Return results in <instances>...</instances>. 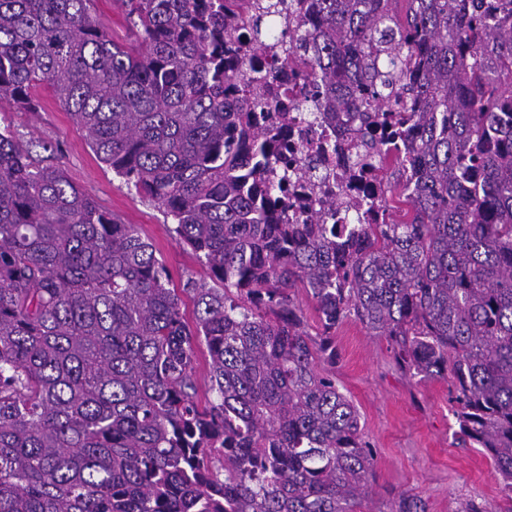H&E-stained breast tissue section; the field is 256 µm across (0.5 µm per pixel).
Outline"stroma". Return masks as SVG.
Instances as JSON below:
<instances>
[{
  "instance_id": "35a3bbf8",
  "label": "stroma",
  "mask_w": 512,
  "mask_h": 512,
  "mask_svg": "<svg viewBox=\"0 0 512 512\" xmlns=\"http://www.w3.org/2000/svg\"><path fill=\"white\" fill-rule=\"evenodd\" d=\"M36 99L34 112L0 106V125H11L22 144L59 165L72 183L124 223L137 225L173 280L203 276L204 266L175 239L158 205L98 159L53 90L39 87ZM336 349V381L357 405L364 439L376 454L366 503L370 512H389L401 493L420 498L427 512H462L472 501L486 512L512 507L484 450L462 447L455 436L450 379L410 377L396 365L385 338L370 335L352 318L337 329Z\"/></svg>"
}]
</instances>
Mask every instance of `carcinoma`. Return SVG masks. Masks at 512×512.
I'll use <instances>...</instances> for the list:
<instances>
[{
	"mask_svg": "<svg viewBox=\"0 0 512 512\" xmlns=\"http://www.w3.org/2000/svg\"><path fill=\"white\" fill-rule=\"evenodd\" d=\"M122 3L129 45L95 0H0V103L52 88L210 281L176 287L136 225L0 129V512H363L376 460L333 371L348 318L452 378L456 434L512 501V0ZM242 38L282 49L296 111L357 113L351 167L395 158L401 215L326 224L329 199L288 222V148L258 123L274 75Z\"/></svg>",
	"mask_w": 512,
	"mask_h": 512,
	"instance_id": "1",
	"label": "carcinoma"
}]
</instances>
